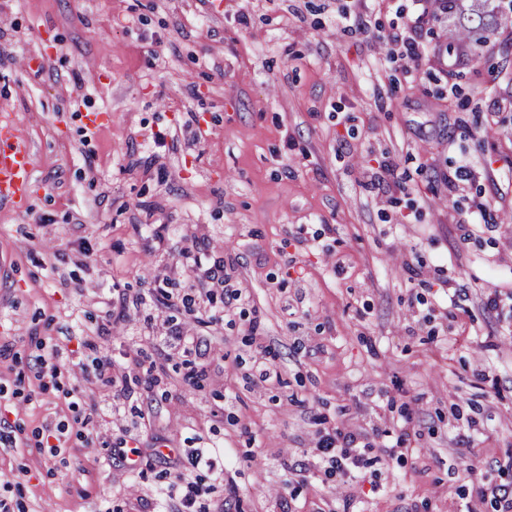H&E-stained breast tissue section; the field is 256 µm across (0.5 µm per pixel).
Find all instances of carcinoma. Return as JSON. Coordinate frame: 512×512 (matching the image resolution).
I'll list each match as a JSON object with an SVG mask.
<instances>
[{"label": "carcinoma", "mask_w": 512, "mask_h": 512, "mask_svg": "<svg viewBox=\"0 0 512 512\" xmlns=\"http://www.w3.org/2000/svg\"><path fill=\"white\" fill-rule=\"evenodd\" d=\"M439 12L448 19V51H461L477 60L488 34L512 22V10L503 0H438Z\"/></svg>", "instance_id": "carcinoma-1"}]
</instances>
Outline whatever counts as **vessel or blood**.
Segmentation results:
<instances>
[{"mask_svg": "<svg viewBox=\"0 0 512 512\" xmlns=\"http://www.w3.org/2000/svg\"><path fill=\"white\" fill-rule=\"evenodd\" d=\"M34 151L7 122L0 123V201L24 203L31 186Z\"/></svg>", "mask_w": 512, "mask_h": 512, "instance_id": "obj_1", "label": "vessel or blood"}]
</instances>
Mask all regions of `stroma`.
Segmentation results:
<instances>
[{
  "label": "stroma",
  "instance_id": "obj_1",
  "mask_svg": "<svg viewBox=\"0 0 512 512\" xmlns=\"http://www.w3.org/2000/svg\"><path fill=\"white\" fill-rule=\"evenodd\" d=\"M414 13L0 0V121L34 149L26 206L0 202L15 512H156L159 444L223 447V480L203 485L231 512H496L479 490L512 489V24L484 67L433 54L409 80L382 37ZM386 158L398 182L380 186ZM217 265L243 300L186 312ZM75 325L102 330L81 362L117 364L86 401L120 415L96 448L55 456L36 443L75 379L42 389L26 362ZM334 428L359 437L354 479L316 452ZM122 446L135 471L110 459Z\"/></svg>",
  "mask_w": 512,
  "mask_h": 512
}]
</instances>
